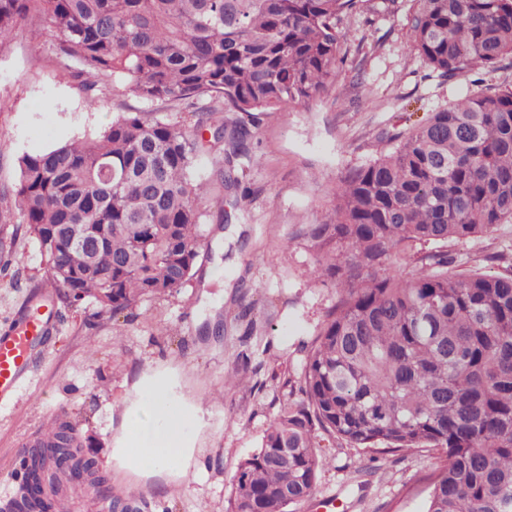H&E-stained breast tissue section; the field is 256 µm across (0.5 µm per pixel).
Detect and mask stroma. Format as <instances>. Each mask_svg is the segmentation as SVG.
I'll return each instance as SVG.
<instances>
[{
	"label": "stroma",
	"mask_w": 512,
	"mask_h": 512,
	"mask_svg": "<svg viewBox=\"0 0 512 512\" xmlns=\"http://www.w3.org/2000/svg\"><path fill=\"white\" fill-rule=\"evenodd\" d=\"M410 0H365L341 15L342 64L324 94L274 112L225 110L227 125L250 124L252 158L239 188L213 178L212 157L194 174L206 182L200 201L210 242L193 280L170 295L141 300L112 320L82 304L62 309L15 402L0 407V512L21 473L11 464L56 417H67L107 478L109 496L140 512H225L242 459L259 445L283 400H301L306 345L336 301L331 283L313 280V258L291 243L290 228L314 224L333 204L338 176L387 153L389 136L406 114L448 106L477 90L512 84V55L498 69H472L445 79L410 46ZM130 112L188 123L174 100L144 103L121 81L110 82L95 105L60 65L49 32L24 27L0 52V211L15 208L11 188L23 153L83 137ZM224 211L225 224L215 214ZM11 247L0 255V326L22 300L51 289L42 257L24 227L0 223ZM453 270L512 276V222L447 243ZM224 324V338L206 336ZM164 387L187 415L175 469L129 466L119 448H136L154 423L144 394ZM314 497L336 496L337 512H423L432 462L414 450L373 460L344 440L320 434ZM50 512H108L107 498L66 481L47 493Z\"/></svg>",
	"instance_id": "1"
}]
</instances>
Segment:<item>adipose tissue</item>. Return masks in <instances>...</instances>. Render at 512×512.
I'll return each mask as SVG.
<instances>
[{
	"label": "adipose tissue",
	"instance_id": "1",
	"mask_svg": "<svg viewBox=\"0 0 512 512\" xmlns=\"http://www.w3.org/2000/svg\"><path fill=\"white\" fill-rule=\"evenodd\" d=\"M149 404L155 414L156 425L151 436L145 440L143 448H131L126 452L128 460L137 464L154 467H172L176 461L183 418L172 413L161 394H154Z\"/></svg>",
	"mask_w": 512,
	"mask_h": 512
}]
</instances>
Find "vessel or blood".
Listing matches in <instances>:
<instances>
[{
	"mask_svg": "<svg viewBox=\"0 0 512 512\" xmlns=\"http://www.w3.org/2000/svg\"><path fill=\"white\" fill-rule=\"evenodd\" d=\"M58 317L48 294L21 309L0 329V404L13 402L21 381L34 366L38 349L46 343Z\"/></svg>",
	"mask_w": 512,
	"mask_h": 512,
	"instance_id": "vessel-or-blood-1",
	"label": "vessel or blood"
}]
</instances>
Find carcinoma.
<instances>
[{"label": "carcinoma", "mask_w": 512, "mask_h": 512, "mask_svg": "<svg viewBox=\"0 0 512 512\" xmlns=\"http://www.w3.org/2000/svg\"><path fill=\"white\" fill-rule=\"evenodd\" d=\"M363 0H0V49L48 28L95 104L119 79L146 101L208 96L275 112L335 82L336 20ZM411 47L439 76L498 68L512 55V0H411ZM218 109L185 126L130 112L100 133L18 159L20 223L65 305L112 318L196 274L208 246L191 171L253 132ZM393 149L338 178L331 210L295 224L314 276L337 300L307 348L300 390L238 465L226 512H292L323 459L314 426L371 455L434 454L424 512H512V276L450 272L444 244L512 220V86L480 90L393 136ZM75 426L54 420L34 448L74 459Z\"/></svg>", "instance_id": "cac0c4a2"}]
</instances>
